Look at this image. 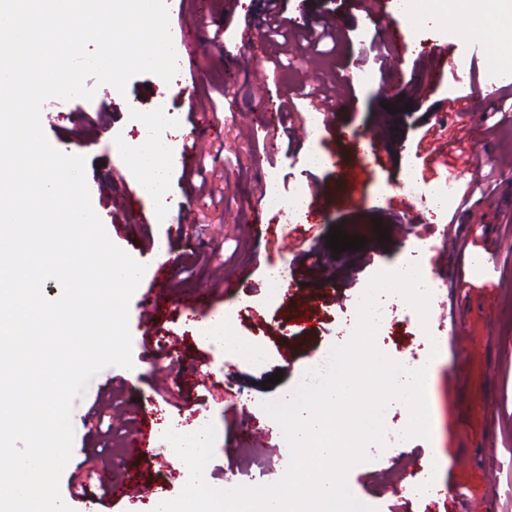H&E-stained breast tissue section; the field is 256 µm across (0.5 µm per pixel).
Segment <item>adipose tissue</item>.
<instances>
[{
    "label": "adipose tissue",
    "instance_id": "ef3b65f1",
    "mask_svg": "<svg viewBox=\"0 0 512 512\" xmlns=\"http://www.w3.org/2000/svg\"><path fill=\"white\" fill-rule=\"evenodd\" d=\"M396 12L409 33L442 16L448 18L459 34L480 29L485 35L488 53L494 54L499 50L500 36L493 21L504 15L512 19V0H397ZM167 122L166 109L150 113L145 118V139L112 147L119 161L139 172L140 194L159 218L170 208L168 180L178 155L176 144L160 134Z\"/></svg>",
    "mask_w": 512,
    "mask_h": 512
}]
</instances>
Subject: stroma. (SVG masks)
<instances>
[{
  "instance_id": "35a3bbf8",
  "label": "stroma",
  "mask_w": 512,
  "mask_h": 512,
  "mask_svg": "<svg viewBox=\"0 0 512 512\" xmlns=\"http://www.w3.org/2000/svg\"><path fill=\"white\" fill-rule=\"evenodd\" d=\"M263 0H181L170 10L171 28L199 34L200 42L181 50L177 83L165 84L153 74L131 78L124 93L111 86L97 88L92 99L45 102L60 114L44 134L60 150H85V176L101 220L124 210L137 177L121 167L112 153L116 141L140 136L144 113L165 105L168 134L176 140L197 128L202 132L195 166L206 179L205 190L192 189L182 169L171 177L172 209L162 219L147 206L127 212L125 235L115 244L147 265L129 303V329L134 367L109 366L88 384L72 405V457L62 478L97 485L100 476L141 483L143 496L99 503L95 512H153L157 502L176 498L189 477L173 449L150 443L139 454L116 458L118 439L159 428L161 423L190 425L205 415L215 428L214 456L204 473L211 486L225 484L235 453L248 441V427L265 425L266 467L253 468L254 484L277 481L288 447L278 424L262 410L266 401L280 399L298 384V376L321 352L341 345L343 311L353 309L370 278L391 266L412 244H422L421 268L441 288L440 304L429 312L428 326L399 302L380 327L377 347L392 359L408 363L420 349L428 378L429 438H402L409 422L399 402L386 409V420L397 447H369L370 461L357 464L347 486L360 502L378 512H512V83L487 95L493 78L486 66V46L428 23L408 40V60L378 70L351 53L361 45L363 31L379 22L352 9L349 0H278L277 8L300 31L312 18L328 17L343 37L322 43L304 63H293L285 52L280 65L270 61L272 40L262 30L242 40L245 16ZM213 20L224 30L214 39L203 29ZM453 48L462 63L445 72L427 99L413 92L418 79L414 59L431 46ZM349 75V89L326 105L337 125L357 137H375L381 161L353 153L347 142L323 130L318 147L326 162L318 172L304 170L303 155L310 142L299 139L297 121L314 111L312 83L333 84ZM167 86L166 98L154 87ZM189 90L178 94L179 87ZM292 95L294 109L281 120L265 117L271 106ZM404 103L391 113L390 104ZM473 131L469 145L474 160L454 161L451 168L434 166L432 157L452 153L453 134ZM457 178L459 198L448 210L433 214L409 199L404 177L427 186L447 173ZM277 179L283 197L296 188H321L319 222L305 242L304 254L281 252L276 242L257 241L245 219L251 208L264 204V187ZM470 203H463V195ZM365 237L360 250L335 254L327 247L330 228ZM164 241L171 263L166 276L154 279L149 267L154 247ZM286 267L295 294L266 304L264 272ZM332 271L336 289L320 285L322 271ZM244 280V288L227 293L224 280ZM156 300V312L141 320L146 296ZM193 304L186 314L184 304ZM234 313L239 341L260 349L261 363L241 368L233 357H217L198 338L199 322L220 310ZM180 339L176 353L158 360L155 340ZM280 383H271L272 374ZM247 393L242 406L233 389ZM123 411L111 437L96 430L98 416L110 415L113 403Z\"/></svg>"
}]
</instances>
